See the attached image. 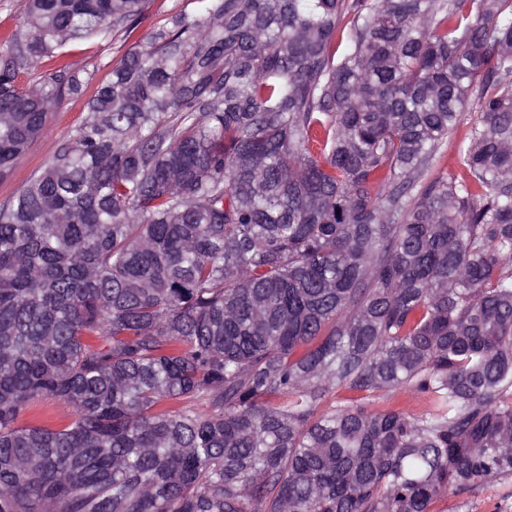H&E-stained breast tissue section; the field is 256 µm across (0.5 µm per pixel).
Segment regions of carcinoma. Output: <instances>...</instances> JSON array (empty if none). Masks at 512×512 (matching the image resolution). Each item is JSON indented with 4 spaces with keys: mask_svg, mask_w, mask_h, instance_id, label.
Masks as SVG:
<instances>
[{
    "mask_svg": "<svg viewBox=\"0 0 512 512\" xmlns=\"http://www.w3.org/2000/svg\"><path fill=\"white\" fill-rule=\"evenodd\" d=\"M197 3L0 206V512H436L511 479L512 0ZM19 5L1 177L86 84L20 71L145 0ZM398 390L425 406L371 408ZM47 399L67 421L21 424ZM479 114L477 110L471 106L466 107L460 124L453 133L448 135L447 143L443 147V155L440 165L448 170V175H457L460 171L458 167L459 152L466 148L469 144L470 132L478 122Z\"/></svg>",
    "mask_w": 512,
    "mask_h": 512,
    "instance_id": "cac0c4a2",
    "label": "carcinoma"
}]
</instances>
